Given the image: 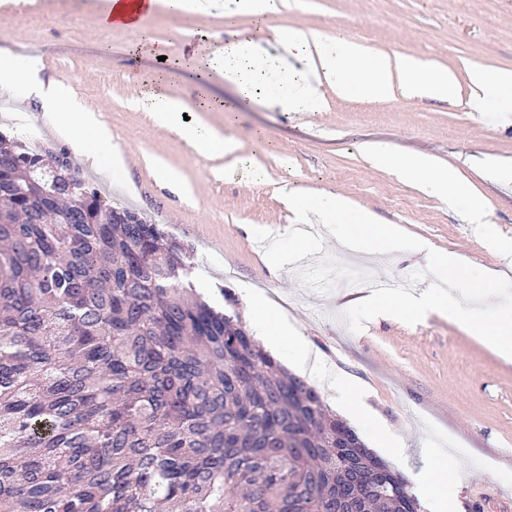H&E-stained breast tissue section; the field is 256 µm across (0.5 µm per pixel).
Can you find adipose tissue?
I'll return each instance as SVG.
<instances>
[{
  "label": "adipose tissue",
  "instance_id": "1",
  "mask_svg": "<svg viewBox=\"0 0 512 512\" xmlns=\"http://www.w3.org/2000/svg\"><path fill=\"white\" fill-rule=\"evenodd\" d=\"M161 3L175 13L214 8L227 14L248 15L260 23L277 13L280 6V0H102L100 22L108 28L138 29ZM279 40L298 65L293 76L280 85L277 100L295 110L323 111L325 104L320 88L324 85L332 87L342 97L376 100L417 96L444 100L457 85L451 71L432 61L391 57L350 37L331 39L316 29L292 28L280 33ZM254 48L253 37L243 35L226 44L216 55L221 74L238 82L246 92L252 89ZM468 90L469 106L483 112L496 106L511 110L512 70L469 67ZM0 92L25 99L37 97L48 124L61 132L86 161L97 167L108 166L115 173L122 172L124 152L114 143L110 129L100 116L85 110L70 83L56 80L43 84L37 77V63L29 54L9 51L0 54ZM217 105V100L204 94L189 105L162 87L148 94L141 108L149 112L156 124L175 130L191 148L215 154H236L239 146L234 139L200 124H186L183 119L187 109L198 112ZM364 151L372 163L394 166L401 178L421 185L439 199L466 205L477 223H486L487 212L482 202L460 183L452 167L441 165L434 156L420 153L398 159L380 144L365 145ZM247 305L257 337L264 342L288 343L292 364L309 373L312 380H320L325 369L324 359L316 355L305 336L289 324L279 306L261 292L249 293ZM332 387L343 396L348 412L378 445L391 444V435L366 411L360 392L348 377L335 376ZM431 461L432 490L425 506L429 512H455L457 474L446 456L435 455Z\"/></svg>",
  "mask_w": 512,
  "mask_h": 512
}]
</instances>
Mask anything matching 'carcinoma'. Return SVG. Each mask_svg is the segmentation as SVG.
<instances>
[{"label": "carcinoma", "mask_w": 512, "mask_h": 512, "mask_svg": "<svg viewBox=\"0 0 512 512\" xmlns=\"http://www.w3.org/2000/svg\"><path fill=\"white\" fill-rule=\"evenodd\" d=\"M0 154L42 160L1 133ZM57 167L74 193L0 173V512L421 509L345 467L315 389L187 296L183 244Z\"/></svg>", "instance_id": "cac0c4a2"}]
</instances>
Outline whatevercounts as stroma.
Returning a JSON list of instances; mask_svg holds the SVG:
<instances>
[{"mask_svg": "<svg viewBox=\"0 0 512 512\" xmlns=\"http://www.w3.org/2000/svg\"><path fill=\"white\" fill-rule=\"evenodd\" d=\"M100 0H0V38L9 50L33 55L43 82L66 79L87 111L101 114L126 155L118 179L84 162L46 122L38 99L0 100V132L27 136L29 147L65 156L116 207L135 209L189 249L193 288L207 287L223 309L222 289L237 296L261 289L278 300L289 321L325 355L332 370L356 379L373 414L400 441L402 455L388 462L420 495L431 477L426 449L446 452L458 473L457 512H512V361L444 314L409 325L395 318L366 322L351 331L343 313L371 294L303 288L293 265L275 269L252 234L286 233L293 215L281 186L347 197L379 221L399 225L454 252L485 271L512 278V254L479 242L480 229L460 209L401 179L390 166L362 153L366 143L388 146L395 157L434 155L458 170L485 204L498 236L512 240V179L501 180L480 162L490 156L512 165V112H480L456 96L370 102L327 93L321 112H291L270 100L243 94L211 63L215 50L255 30L251 17L226 21L218 10L174 13L165 5L144 20L152 45L137 31L108 29L99 21ZM295 28L342 33L376 51L424 57L451 70L466 85V68L512 69V0H288L256 39L259 57L273 56L271 31ZM193 99L197 91L230 102V110L194 112L235 139L243 164L228 167L189 148L174 132L154 124L134 100L160 85ZM166 161L187 185L178 194L156 178L148 160ZM329 256L366 269L381 281L405 283L427 266L417 256L355 253L320 229Z\"/></svg>", "mask_w": 512, "mask_h": 512, "instance_id": "obj_1", "label": "stroma"}]
</instances>
